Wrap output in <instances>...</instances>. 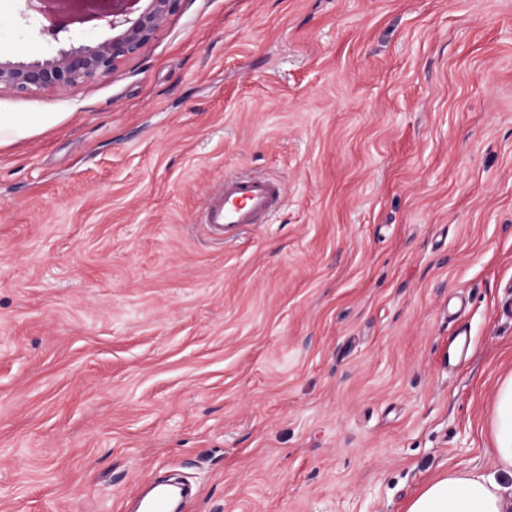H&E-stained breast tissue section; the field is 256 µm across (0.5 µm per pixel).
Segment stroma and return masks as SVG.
Segmentation results:
<instances>
[{
    "label": "stroma",
    "instance_id": "stroma-1",
    "mask_svg": "<svg viewBox=\"0 0 512 512\" xmlns=\"http://www.w3.org/2000/svg\"><path fill=\"white\" fill-rule=\"evenodd\" d=\"M39 20L0 0V52L52 55ZM0 119V512H129L164 472L186 512H406L495 470L512 0H184ZM230 173L286 198L219 241L196 217Z\"/></svg>",
    "mask_w": 512,
    "mask_h": 512
}]
</instances>
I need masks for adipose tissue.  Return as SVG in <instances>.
Returning <instances> with one entry per match:
<instances>
[{
	"label": "adipose tissue",
	"instance_id": "obj_1",
	"mask_svg": "<svg viewBox=\"0 0 512 512\" xmlns=\"http://www.w3.org/2000/svg\"><path fill=\"white\" fill-rule=\"evenodd\" d=\"M494 472L451 470L428 482L406 512H512V375L500 383L491 408Z\"/></svg>",
	"mask_w": 512,
	"mask_h": 512
}]
</instances>
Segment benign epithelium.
Segmentation results:
<instances>
[{
    "label": "benign epithelium",
    "mask_w": 512,
    "mask_h": 512,
    "mask_svg": "<svg viewBox=\"0 0 512 512\" xmlns=\"http://www.w3.org/2000/svg\"><path fill=\"white\" fill-rule=\"evenodd\" d=\"M183 0H95L96 20L112 31L106 38L91 43L74 44L71 25L77 20L55 8L54 0H39L46 24L39 35L58 48L54 55L31 61L0 58V89L18 94L65 92L92 80L109 77L117 67L139 55L177 13Z\"/></svg>",
    "instance_id": "benign-epithelium-1"
}]
</instances>
